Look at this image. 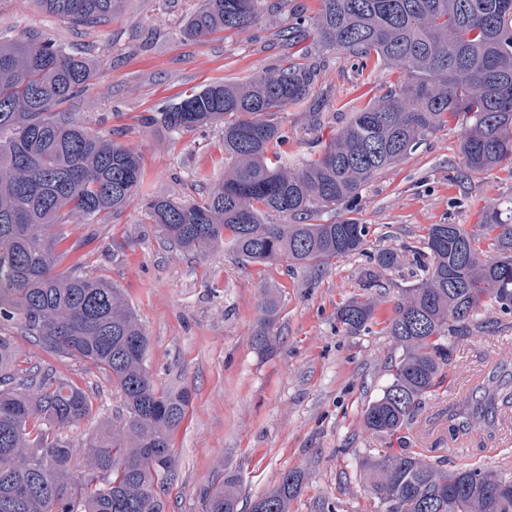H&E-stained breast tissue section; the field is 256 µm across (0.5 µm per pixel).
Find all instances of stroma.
<instances>
[{
    "label": "stroma",
    "mask_w": 512,
    "mask_h": 512,
    "mask_svg": "<svg viewBox=\"0 0 512 512\" xmlns=\"http://www.w3.org/2000/svg\"><path fill=\"white\" fill-rule=\"evenodd\" d=\"M319 0H280L243 30L202 40L179 31L198 0H117L109 24L79 27L43 12L36 0H0V38L50 40L86 54L90 84L67 105L75 118L138 152L145 169L142 194L200 198L204 185L224 177L220 128L178 133L149 122V115L202 86L243 82L276 66L285 53L277 37L296 13L314 15ZM388 67L326 55L318 100L324 123L316 136L328 142L349 119L396 81ZM461 125L428 136L361 192L355 215L369 225L371 250L398 255L384 271L387 294L369 331L351 335L336 324V310L361 291L366 257L332 261L314 271L283 261L244 264L217 247L191 255L165 247L140 203L112 224L69 225L70 251L58 271L80 264L121 288L150 338L147 367L160 388L191 393L189 411L172 437L176 479L163 498L165 512H204L203 497L224 474L241 481L240 508L275 486L284 471L308 480L290 512H314L315 502L338 512H377L356 473L380 442L368 433L362 411L390 380L386 357L394 352L385 327L402 290L418 279L413 251L432 224L473 229L481 213L512 196V168L467 178L459 152ZM279 314L274 352L254 348L267 289ZM489 332L455 340L446 381L425 400L408 433L409 446L453 468L461 460L512 472V409L494 424H478L451 438L448 410L476 386L494 389L512 375V315L491 309ZM21 367L49 362L57 378L86 391L93 413L71 430L76 456L97 427L122 417L111 381L88 362L52 359L31 338L14 334ZM495 456H488V449Z\"/></svg>",
    "instance_id": "1"
}]
</instances>
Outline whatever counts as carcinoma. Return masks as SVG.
<instances>
[{"label": "carcinoma", "mask_w": 512, "mask_h": 512, "mask_svg": "<svg viewBox=\"0 0 512 512\" xmlns=\"http://www.w3.org/2000/svg\"><path fill=\"white\" fill-rule=\"evenodd\" d=\"M48 14L85 27L112 19L115 0H37ZM278 33L281 63L241 83L214 82L150 120L171 132L224 127V179L199 200L143 201L163 243L203 254L227 243L245 263L286 260L318 270L367 254L369 226L323 216L429 135L464 121L462 163L470 177L512 166V0H320ZM267 0H201L186 19L189 39L241 30ZM315 35L321 48L399 73L383 95L352 113L315 157L288 155L282 113L313 94L319 61L293 48ZM93 66L49 41L0 40V512H164L175 480L172 434L190 395L157 386L146 368L149 338L121 289L105 278L57 274V247L73 223L118 220L144 178L132 148L89 132L64 108L90 83ZM419 254L424 274L402 290L385 327L397 355L391 382L362 411L386 448L359 464L382 512H512V479L477 465L443 469L403 447L426 397L452 363L451 340L489 331L483 312L512 314V198L488 208L475 229L432 224ZM398 263L374 254L364 293L336 311L349 334L369 329L383 298L380 271ZM278 301L268 294L255 345L270 350ZM32 337L53 357L79 358L112 380L123 401L118 423L101 424L84 462L70 431L90 417L81 388L39 365L13 373L16 351L2 329ZM512 407V379L472 396L450 416L456 435ZM402 444L393 452L389 445ZM307 481L300 470L253 500L250 512H289ZM240 484L224 478L205 512H239Z\"/></svg>", "instance_id": "1"}]
</instances>
